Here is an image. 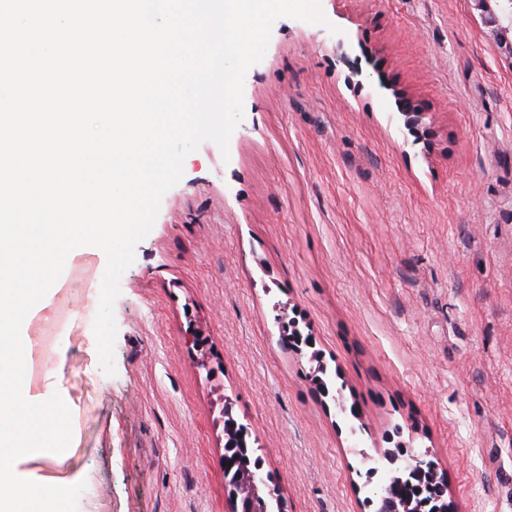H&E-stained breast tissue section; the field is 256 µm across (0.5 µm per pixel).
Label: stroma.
<instances>
[{
  "instance_id": "obj_1",
  "label": "stroma",
  "mask_w": 512,
  "mask_h": 512,
  "mask_svg": "<svg viewBox=\"0 0 512 512\" xmlns=\"http://www.w3.org/2000/svg\"><path fill=\"white\" fill-rule=\"evenodd\" d=\"M320 3L325 23L275 21L228 153L203 142L164 195L114 375L104 252L51 288L68 327L27 386L72 439L14 472L84 483L77 512H230L228 412L286 512H376L362 458L401 442L457 512H512V52L476 0Z\"/></svg>"
}]
</instances>
